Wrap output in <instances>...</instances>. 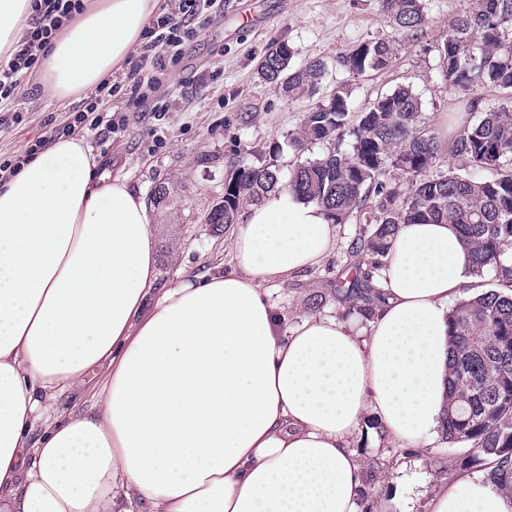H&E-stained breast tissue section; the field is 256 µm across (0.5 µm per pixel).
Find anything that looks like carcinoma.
Instances as JSON below:
<instances>
[{
  "instance_id": "cac0c4a2",
  "label": "carcinoma",
  "mask_w": 512,
  "mask_h": 512,
  "mask_svg": "<svg viewBox=\"0 0 512 512\" xmlns=\"http://www.w3.org/2000/svg\"><path fill=\"white\" fill-rule=\"evenodd\" d=\"M381 11L402 29L422 30V0H381ZM279 42L265 54L262 76L290 97L314 95L326 75L321 60L290 69L292 53ZM448 86L468 94L485 86L512 92V0H471L469 10L448 26L436 46ZM393 48L379 39L337 57L336 67L358 77L388 66ZM348 94L305 113L299 134L291 139L301 151L311 143L350 137L349 150L337 148L297 164L288 188L314 202L342 224L359 214L372 225L370 234L351 244L353 278L338 290L360 301L359 314L372 319L383 302L381 290L362 287L361 266L382 267L381 258L400 225L445 222L456 226L471 250L477 275L492 269L499 289L458 303L448 315V390L445 439L466 444L471 454L461 465L488 466L490 480L512 498V112H484L463 121L448 151L462 165L438 176L440 140L421 127L422 102L409 87L377 97L349 124ZM395 173L405 187H387ZM279 183L271 164L240 166L224 183V204L205 217L208 224L230 226L247 199H260Z\"/></svg>"
}]
</instances>
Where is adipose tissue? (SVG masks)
<instances>
[{"mask_svg":"<svg viewBox=\"0 0 512 512\" xmlns=\"http://www.w3.org/2000/svg\"><path fill=\"white\" fill-rule=\"evenodd\" d=\"M159 5L87 0L43 94L95 90ZM30 18V0H0V62ZM95 171L73 136L0 187V512H360L349 440L366 414L398 448L438 437L447 317L478 281L450 225H402L368 335L321 315L283 333L267 286L332 252L318 205L266 195L233 228L232 271L162 285L144 197ZM90 381L89 406L58 408ZM431 512L512 499L460 474Z\"/></svg>","mask_w":512,"mask_h":512,"instance_id":"1","label":"adipose tissue"}]
</instances>
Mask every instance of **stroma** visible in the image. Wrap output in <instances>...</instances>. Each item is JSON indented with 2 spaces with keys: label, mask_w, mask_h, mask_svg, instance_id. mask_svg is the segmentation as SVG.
<instances>
[{
  "label": "stroma",
  "mask_w": 512,
  "mask_h": 512,
  "mask_svg": "<svg viewBox=\"0 0 512 512\" xmlns=\"http://www.w3.org/2000/svg\"><path fill=\"white\" fill-rule=\"evenodd\" d=\"M469 5L470 0H423L427 23L415 33L395 28L381 13L379 0H224L222 16L200 20L183 60L163 80L157 98L167 103V111H145L127 71L113 72L120 90L112 98V118L125 126L106 136L86 129L82 136L100 176H124L146 197L157 184L168 185L166 199L149 207L160 281L231 270L230 230L204 221L222 199L228 173L242 164H273L281 183H288L299 157L313 159L326 152V144L317 143L296 153L290 137L304 114L334 93L346 92L358 111L397 87L411 88L422 101L423 126L439 133L445 118L464 115L467 108L481 113L512 103V94L493 86L465 96L441 75L436 46ZM245 14L260 16V24L241 26ZM378 39L394 45L385 69L355 78L337 68L338 56ZM278 42L292 48V67L313 58L326 63L317 95L291 99L262 78L259 64ZM78 103L75 97L60 102L42 96L38 78L24 81L11 104L23 121L0 127V157L22 153L48 136ZM369 230L359 217L348 218L338 225L336 247L320 265L272 285L271 300L283 328L320 314L367 335L368 321L350 309L336 287L347 275L350 244ZM350 447L366 473L362 512H428L431 495L466 470L461 461L469 454L467 445L451 446L441 438L429 447H391L371 416ZM466 471L487 474L482 466Z\"/></svg>",
  "instance_id": "1"
}]
</instances>
